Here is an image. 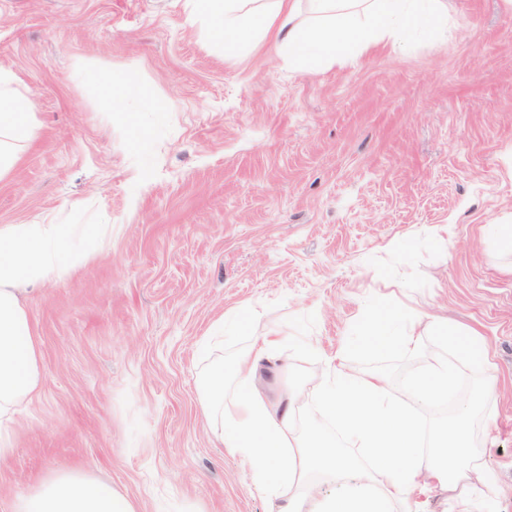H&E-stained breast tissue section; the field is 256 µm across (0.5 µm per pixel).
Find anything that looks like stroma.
Segmentation results:
<instances>
[{"instance_id":"stroma-1","label":"stroma","mask_w":512,"mask_h":512,"mask_svg":"<svg viewBox=\"0 0 512 512\" xmlns=\"http://www.w3.org/2000/svg\"><path fill=\"white\" fill-rule=\"evenodd\" d=\"M446 2L447 30L302 77L268 41L225 59L175 0H0V65L41 122L0 180V224L112 227L22 294L43 386L13 425L0 512L60 471L136 512H271L215 446L201 373L275 329L270 395L282 363L317 377L344 347L401 398L448 350L433 316L489 345L490 368L459 380L481 395V512H512V261L482 231L512 224V0ZM129 69L141 93L113 105L96 78ZM376 309L415 349L361 335ZM233 312L240 330L215 336Z\"/></svg>"}]
</instances>
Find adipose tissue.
<instances>
[{"mask_svg": "<svg viewBox=\"0 0 512 512\" xmlns=\"http://www.w3.org/2000/svg\"><path fill=\"white\" fill-rule=\"evenodd\" d=\"M298 1L183 0V7L219 42L225 57L268 38L301 72L333 66L383 44L402 45L412 30L448 18L444 0H302L308 14L303 22L295 18ZM38 128L28 92L11 68L0 66V179L36 139ZM102 233L99 226L53 218L0 225V461L12 452L11 424L20 406L43 384L39 342L19 301L20 289L65 277L74 262L89 258L85 240ZM430 327L456 344L459 357L438 359L410 376L405 403L391 396L384 376L360 377L348 371L342 355L327 358L316 384L318 413L299 441L294 430L306 382L289 381L278 399L266 398L257 369L280 350L283 338L276 332L252 336L229 363H215L197 382L210 434L239 458L252 491L275 512H393L407 493L468 478L478 469L470 451V410L442 430L425 427L420 413L455 390L458 360L480 371L488 361L477 335L462 342L445 321L432 320ZM354 448L364 449V458L351 456ZM328 481L339 484L341 493L323 494L318 485ZM12 512L136 510L99 481L65 472L16 497Z\"/></svg>", "mask_w": 512, "mask_h": 512, "instance_id": "obj_1", "label": "adipose tissue"}]
</instances>
